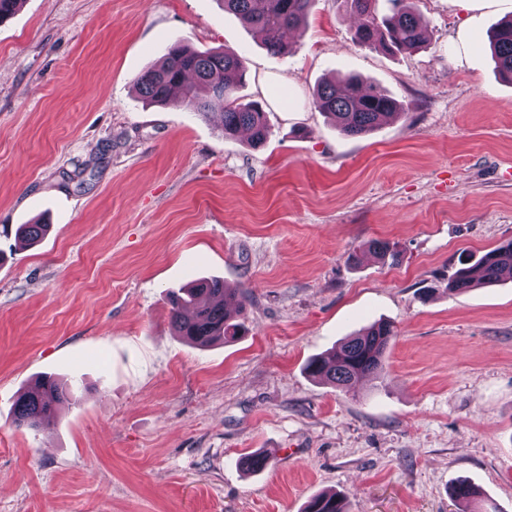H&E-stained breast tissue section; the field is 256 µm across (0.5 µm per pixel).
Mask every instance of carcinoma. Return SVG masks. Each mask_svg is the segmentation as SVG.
Returning a JSON list of instances; mask_svg holds the SVG:
<instances>
[{
    "instance_id": "1",
    "label": "carcinoma",
    "mask_w": 512,
    "mask_h": 512,
    "mask_svg": "<svg viewBox=\"0 0 512 512\" xmlns=\"http://www.w3.org/2000/svg\"><path fill=\"white\" fill-rule=\"evenodd\" d=\"M224 10L257 30L267 49L276 55L288 52L284 35L307 17L314 0H222ZM378 0H345L357 19L353 37L363 47L385 50H417L427 44V26L416 11L414 0H392L394 9L381 15ZM489 45L501 78L512 81V18L500 22L489 35ZM245 68L232 50L197 51L177 44L163 60L141 74L136 81L138 97L163 105L174 89L181 91L186 106L202 116L214 106L222 109L224 136L240 131L250 133V142L260 145L270 134L266 112L257 102L242 103L236 91L244 83ZM314 105L331 117L348 136H362L375 130L388 116L399 111L394 98L356 76L321 83L314 92ZM48 230L46 224H20L16 235L34 242ZM512 273V242L496 247L479 258H467L448 280V290L463 291L478 285H492ZM224 282L203 280L193 288L169 295L171 323L184 340L198 346L215 341H235L246 335V301L235 311L224 305ZM395 332L387 322H375L349 337L331 353L310 360L306 372L336 388L350 389L367 375L385 369V354ZM68 398V392L54 379L41 378L20 394L14 404L17 426L38 430L47 424L54 406ZM304 512H347L342 497L322 493L313 497Z\"/></svg>"
}]
</instances>
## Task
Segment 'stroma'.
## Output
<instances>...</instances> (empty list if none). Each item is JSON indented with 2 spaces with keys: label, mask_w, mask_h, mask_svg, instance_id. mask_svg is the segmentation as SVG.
<instances>
[{
  "label": "stroma",
  "mask_w": 512,
  "mask_h": 512,
  "mask_svg": "<svg viewBox=\"0 0 512 512\" xmlns=\"http://www.w3.org/2000/svg\"><path fill=\"white\" fill-rule=\"evenodd\" d=\"M416 5L414 52L358 46L340 0L285 56L219 0H21L0 22V512H304L325 491L348 512H512V279L447 290L459 257L512 241V83L487 37L512 0ZM177 43L239 55L262 147L138 99ZM348 74L400 113L343 134L313 91ZM210 278L248 294L249 332L197 347L168 293ZM376 321L396 333L382 374L308 377ZM41 375L71 396L16 426Z\"/></svg>",
  "instance_id": "35a3bbf8"
}]
</instances>
